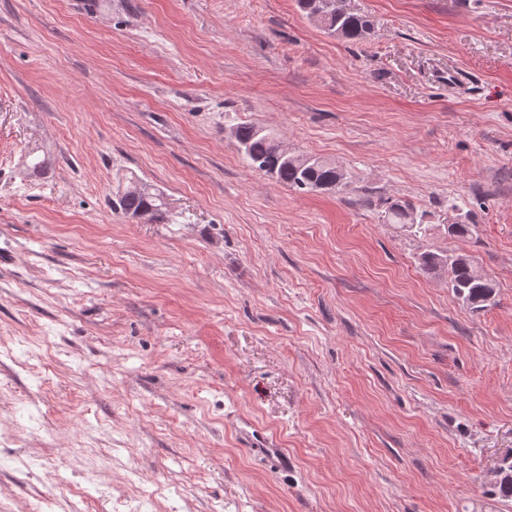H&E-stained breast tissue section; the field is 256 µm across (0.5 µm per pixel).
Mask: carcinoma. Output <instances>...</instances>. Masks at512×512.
I'll return each mask as SVG.
<instances>
[{
    "instance_id": "carcinoma-1",
    "label": "carcinoma",
    "mask_w": 512,
    "mask_h": 512,
    "mask_svg": "<svg viewBox=\"0 0 512 512\" xmlns=\"http://www.w3.org/2000/svg\"><path fill=\"white\" fill-rule=\"evenodd\" d=\"M299 8L326 32L350 41H359L369 31L363 16L336 7V0H298ZM234 136L240 150L258 171L300 192L342 191L349 184L348 173L336 164L304 154L284 155L279 139L253 124L236 125ZM384 221L403 228L424 230L425 214L400 200L381 201ZM112 210L129 218L159 221L166 214V202L148 184L137 178H117L112 187ZM420 264L426 270L448 268V286L464 303L483 308L494 297L496 285L480 274L471 258L463 253H424ZM496 488L503 498L512 499V461H502L496 474Z\"/></svg>"
}]
</instances>
